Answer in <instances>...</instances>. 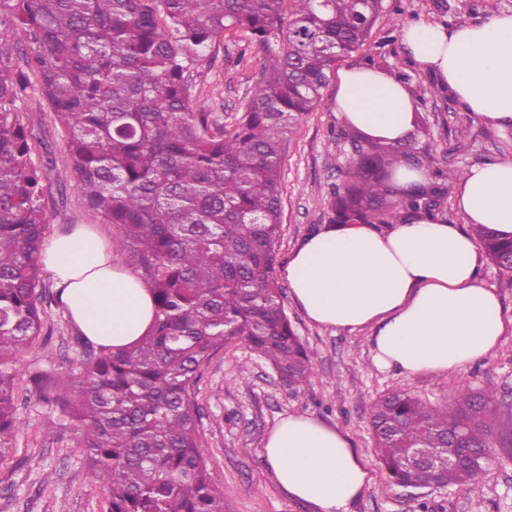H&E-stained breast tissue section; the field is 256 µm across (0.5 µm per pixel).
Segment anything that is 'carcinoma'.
<instances>
[{"instance_id":"cac0c4a2","label":"carcinoma","mask_w":512,"mask_h":512,"mask_svg":"<svg viewBox=\"0 0 512 512\" xmlns=\"http://www.w3.org/2000/svg\"><path fill=\"white\" fill-rule=\"evenodd\" d=\"M383 0H0V31L23 30L13 63L0 44V463L14 454L17 355L40 339L39 254L44 189L32 132L20 118L28 73L52 106L62 150L89 206L118 228L139 279L156 296L150 331L123 350L82 346L78 393L40 401L77 428L102 512H224L197 441L193 389L201 364L245 343L288 380L294 397L313 374L273 276L281 232L285 135L322 100L336 62L367 44ZM226 31L264 51L239 123L224 130L194 107L188 86ZM388 144L356 132L347 180L331 193L332 224H391L436 211L440 183L401 190L416 133ZM478 244L502 272L512 239L482 226ZM496 389L460 387L441 405L405 392L378 399L370 423L390 480L425 488L465 426L469 453L448 485H474L491 461Z\"/></svg>"}]
</instances>
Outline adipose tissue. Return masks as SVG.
<instances>
[{
	"label": "adipose tissue",
	"instance_id": "adipose-tissue-1",
	"mask_svg": "<svg viewBox=\"0 0 512 512\" xmlns=\"http://www.w3.org/2000/svg\"><path fill=\"white\" fill-rule=\"evenodd\" d=\"M402 39L413 59L436 74L482 122L512 129V14L481 23H409ZM335 110L365 136L404 141L414 102L386 73L353 67L340 74ZM456 205L462 223L426 217L382 230L333 224L292 251L284 276L293 299L322 327H375L377 366L415 374L463 372L488 357L503 333L501 302L478 277L475 224L512 237V159L468 168ZM66 315L93 343L115 350L152 327L155 297L112 260L95 228L76 224L41 255ZM276 482L315 512H348L372 476L339 426L304 414L282 416L264 439Z\"/></svg>",
	"mask_w": 512,
	"mask_h": 512
}]
</instances>
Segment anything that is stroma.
I'll return each mask as SVG.
<instances>
[{"mask_svg": "<svg viewBox=\"0 0 512 512\" xmlns=\"http://www.w3.org/2000/svg\"><path fill=\"white\" fill-rule=\"evenodd\" d=\"M498 13L512 14V0H384L370 52L384 56L425 89V100L417 105L425 133L416 154L432 156L435 169H466L512 158V130L480 122L450 90L441 88L437 76L408 55L402 27L435 22L453 27ZM262 62V53L243 33L225 34L211 66L194 75L191 101L217 113L225 129H233ZM335 93V85H328L316 110L300 116L286 137V190L275 263L279 270L302 239L327 224L331 190L343 181L346 161L354 153L350 132L335 111ZM21 119L38 135L32 147L43 172L46 236L89 224L103 237L116 238V226L104 222L78 189L62 151L56 115L37 88H30ZM478 260L481 282L501 299L504 330L494 352L462 373L406 376L377 367L372 329L351 333L313 324L293 301L287 280L278 278L286 313L313 365L301 396L292 397L270 364L238 341L219 349L199 370L198 440L215 483L224 490V512H313L287 496L262 456L267 431L291 412L339 425L371 465L373 480L350 512H512V447L493 444L489 469L475 485L406 489L389 480L371 439L370 407L379 396L404 390L435 405L463 385L496 388L495 434L512 435V276L500 273L486 255ZM41 284L46 291L42 336L14 365L15 386L23 400L17 405L16 452L0 463V512H99L101 494L89 480L79 433L61 425L57 411L42 404L36 390L40 384L54 389L69 373L80 334L66 316L49 273H42Z\"/></svg>", "mask_w": 512, "mask_h": 512, "instance_id": "1", "label": "stroma"}]
</instances>
